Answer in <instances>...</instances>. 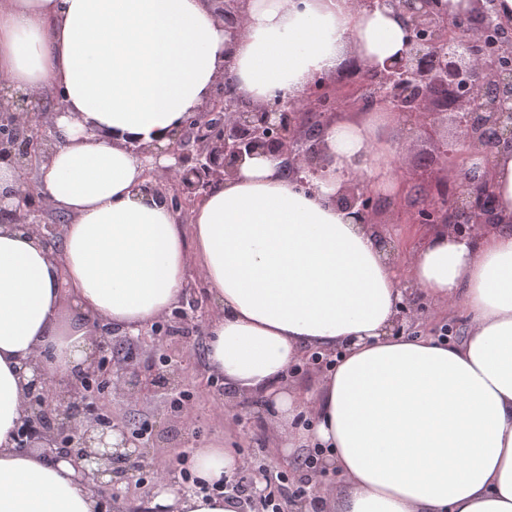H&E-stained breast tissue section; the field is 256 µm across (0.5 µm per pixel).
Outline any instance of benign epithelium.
<instances>
[{
  "label": "benign epithelium",
  "instance_id": "1",
  "mask_svg": "<svg viewBox=\"0 0 512 512\" xmlns=\"http://www.w3.org/2000/svg\"><path fill=\"white\" fill-rule=\"evenodd\" d=\"M248 0H224L220 16L230 37L246 16ZM372 12L390 9L402 16L406 26L405 50L383 63L356 64L334 77L317 75L296 99H275L262 105L243 102L229 82H221L210 102L188 117L182 132L166 152L176 158L169 169L182 190L168 197L176 211L186 204L182 192L197 199L222 179L232 177L245 156L282 155L295 164L296 172L317 175L325 169L319 134L339 105L356 100L364 107H383L405 117L424 136L439 139L443 118L456 128L455 140L438 143L440 156L448 160L455 180L440 181L429 170L411 173L409 192L434 185L424 204L409 213L413 224H446L458 236L471 235L481 224L493 222L496 195L491 180L468 168L474 152L491 154L512 149V26L500 21L490 9L477 14L448 15L443 0H358ZM454 103L444 104L448 91ZM23 106L0 101V160L19 165L48 152L50 137L43 129L40 112L19 117ZM366 175L351 174L340 202L356 210V216L374 222L375 195L366 187ZM17 205L11 213L16 224L44 227L47 237L57 235V225H41L32 185L14 192ZM104 332L94 364L66 380L39 374L35 383L46 390L32 397L31 413L20 430L19 447L31 439H45L57 445L58 453L97 464L91 476L106 485L128 478L133 467H116V461L131 458L120 452L132 442L126 427L98 413L97 401L103 391L101 377L108 384L133 393L143 384L136 368L117 375L107 370L101 352L109 345ZM152 383L178 384V369L166 361L153 366ZM122 441L112 444V432Z\"/></svg>",
  "mask_w": 512,
  "mask_h": 512
}]
</instances>
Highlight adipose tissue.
I'll return each instance as SVG.
<instances>
[{
	"label": "adipose tissue",
	"instance_id": "ef3b65f1",
	"mask_svg": "<svg viewBox=\"0 0 512 512\" xmlns=\"http://www.w3.org/2000/svg\"><path fill=\"white\" fill-rule=\"evenodd\" d=\"M405 36L357 0H250L232 40L211 0H0V96L61 103L35 168L0 161V209L29 180L63 221L48 243L0 220V512H100L87 462L19 447L30 385L87 369L104 330L136 336L167 316L195 266L212 302L205 373L227 401L267 403L285 455L320 450L345 482L324 512H512V151L470 160L493 182L494 222L464 238L432 226L404 260L339 202L350 171L400 193L380 136L390 112L324 126L328 172L308 189L280 159L248 156L187 227L152 189L222 75L254 105L296 98L350 60L399 54ZM409 293L457 307L464 339L397 329ZM313 354L332 367L313 389L289 383ZM194 458V487L161 491L151 512H238L218 492L235 450Z\"/></svg>",
	"mask_w": 512,
	"mask_h": 512
}]
</instances>
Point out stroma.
I'll use <instances>...</instances> for the list:
<instances>
[{"label":"stroma","mask_w":512,"mask_h":512,"mask_svg":"<svg viewBox=\"0 0 512 512\" xmlns=\"http://www.w3.org/2000/svg\"><path fill=\"white\" fill-rule=\"evenodd\" d=\"M384 135L404 145L398 158L402 168L426 164L442 169L443 160L433 144L410 123L386 129ZM376 205L377 221L387 225L401 254L420 245L423 227L407 222L405 205L386 195L377 196ZM194 307L210 308L207 287L198 275L176 309L163 318L165 335L149 337L145 342L128 341L121 335L112 338L108 357L114 369L132 363L144 368L165 358L178 366L180 385L175 391L156 386L133 399L112 390L100 395L101 411L137 433L134 458L143 464L132 480L107 491L102 512H130L134 504L150 501L164 485L187 488L183 472L192 468L195 450L213 445L237 447L242 475L260 490L274 488L281 475L293 484L306 475L299 457H283L266 427L261 402L241 401L233 415H225L223 379L207 380L201 374L207 348L206 323L187 322L181 317Z\"/></svg>","instance_id":"1"}]
</instances>
